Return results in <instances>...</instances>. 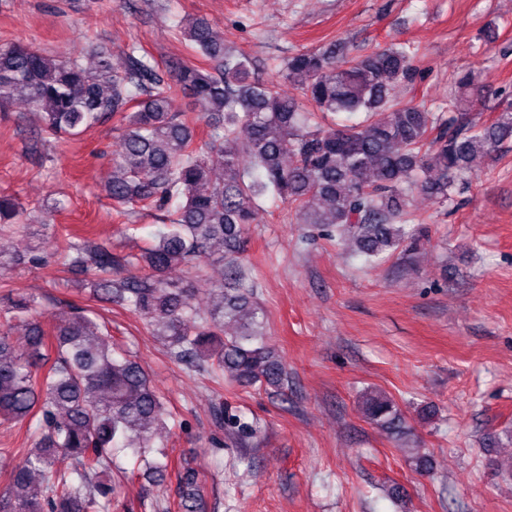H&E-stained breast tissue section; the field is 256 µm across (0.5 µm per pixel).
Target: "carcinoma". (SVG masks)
<instances>
[{
  "label": "carcinoma",
  "instance_id": "cac0c4a2",
  "mask_svg": "<svg viewBox=\"0 0 512 512\" xmlns=\"http://www.w3.org/2000/svg\"><path fill=\"white\" fill-rule=\"evenodd\" d=\"M176 27L207 66L178 60L173 80L135 46L98 52L87 68L79 57L1 43L0 105L23 100L37 108L40 133L53 138L119 118L123 146L106 179L115 211L172 209L175 218L136 257L90 248L72 234L62 249L65 264L86 271L93 298L123 302L189 367L243 387L278 389L287 369L264 340L256 283L244 260L258 200L272 194L293 206L296 223L333 227L359 255L380 260L414 237L410 193L450 200L458 179L477 172V157L512 141V106L489 125L468 118L486 93L473 70L455 76L448 114L404 104L397 89L416 74L405 49L338 64L334 44L288 59L284 79L296 96L255 79L251 59L224 46L207 20ZM181 95L192 98L197 115L175 107ZM330 114L362 118L328 124ZM215 160L224 166L221 181L209 177ZM19 215L13 199L0 197L1 224ZM216 256L224 263L221 282L203 277ZM177 267L203 279L218 297L215 310L195 307L196 289L168 278ZM37 306L34 299L16 306L27 323L22 341H13L12 321L0 325V419L30 421L37 431L19 461L12 462V449L0 450V462L10 467L0 512H112L119 492L107 475L118 454H131L161 477L177 467L166 453L149 457L165 424L164 404L140 363L115 354L112 336L88 311L75 307L46 328L28 318ZM226 319L236 323L229 337ZM364 412L384 428L400 420L382 392L365 395ZM224 424L241 435L254 431L227 411ZM177 479L178 512H203L196 473L180 470Z\"/></svg>",
  "mask_w": 512,
  "mask_h": 512
}]
</instances>
